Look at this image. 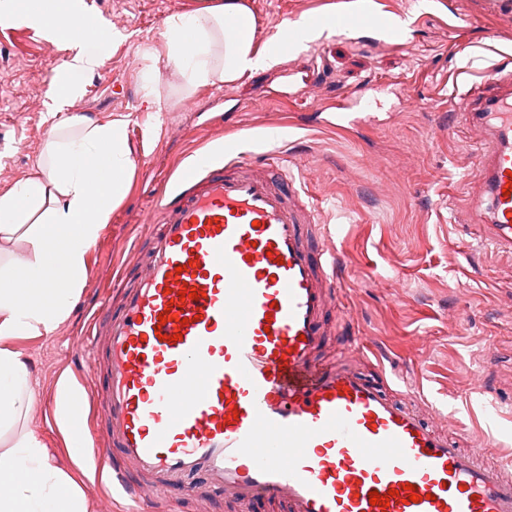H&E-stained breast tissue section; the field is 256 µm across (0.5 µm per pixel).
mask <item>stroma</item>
Listing matches in <instances>:
<instances>
[{"mask_svg":"<svg viewBox=\"0 0 512 512\" xmlns=\"http://www.w3.org/2000/svg\"><path fill=\"white\" fill-rule=\"evenodd\" d=\"M247 2L262 45L299 17L359 0ZM368 2L405 20L403 44L369 31L326 30L271 69L187 96L165 58L166 21L209 0H84L111 39L82 92L55 112L50 77L72 50L26 19L0 24V195L33 174L51 127L77 113L124 121L136 165L125 199L88 252L86 286L68 319L52 335L9 342L30 372L25 426L82 489L86 512H238L218 490L184 489L136 504L113 494L91 458L71 451L73 430L90 444L105 437L104 416L85 406L70 430L57 415L60 383L92 377L78 342L95 309L117 296L114 266L126 263L131 275L139 268L133 248L146 233L156 180L233 136L252 162L287 159L328 244L345 255L320 358L338 354L334 326L343 323L360 343L361 370L384 379L430 426L465 445L488 444L489 461L512 456V255L481 243L463 221L480 192L475 164L483 143L457 110L465 87L456 78L512 71V13L488 11L484 0ZM371 81L405 95L362 104L368 123L326 127V102L357 97ZM150 88L160 106L150 104ZM271 131L277 139H268Z\"/></svg>","mask_w":512,"mask_h":512,"instance_id":"stroma-1","label":"stroma"}]
</instances>
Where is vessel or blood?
<instances>
[{"label": "vessel or blood", "mask_w": 512, "mask_h": 512, "mask_svg": "<svg viewBox=\"0 0 512 512\" xmlns=\"http://www.w3.org/2000/svg\"><path fill=\"white\" fill-rule=\"evenodd\" d=\"M311 22L403 38L369 9ZM459 110L489 144L478 158L489 207L472 218L481 241L512 253V75L472 83ZM157 195L140 270L92 338L106 383L75 393L106 414L93 461L113 490L138 501L201 482L288 512H512V475L361 373L350 338L343 360H316L344 257L284 166L252 164L228 139L222 160L196 156ZM374 491L388 506L370 504Z\"/></svg>", "instance_id": "obj_1"}]
</instances>
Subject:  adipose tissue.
Masks as SVG:
<instances>
[{"label":"adipose tissue","mask_w":512,"mask_h":512,"mask_svg":"<svg viewBox=\"0 0 512 512\" xmlns=\"http://www.w3.org/2000/svg\"><path fill=\"white\" fill-rule=\"evenodd\" d=\"M32 18L54 42L73 48L51 100L76 96L96 64L99 43L82 0H34ZM246 0H219L166 21L165 52L187 93L272 68L279 54L257 45ZM135 164L124 123L74 116L51 128L36 176L0 196V241H23L25 260L0 269V429L27 413L29 370L13 337L48 336L64 322L86 285L87 254L122 202ZM0 512H85L82 490L54 467L34 431L17 432L0 453Z\"/></svg>","instance_id":"1"}]
</instances>
